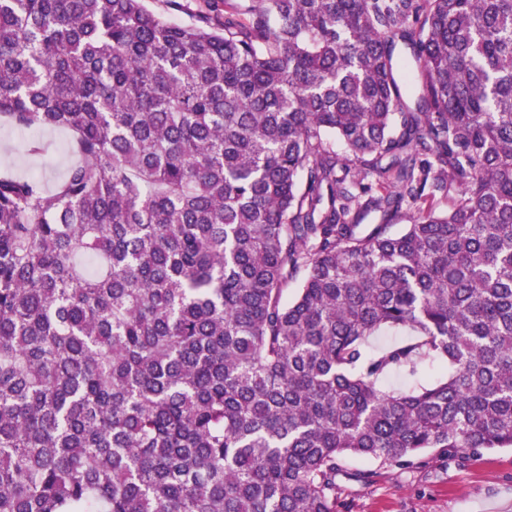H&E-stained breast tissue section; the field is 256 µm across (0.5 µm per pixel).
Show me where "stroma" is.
Instances as JSON below:
<instances>
[{"label": "stroma", "instance_id": "stroma-1", "mask_svg": "<svg viewBox=\"0 0 512 512\" xmlns=\"http://www.w3.org/2000/svg\"><path fill=\"white\" fill-rule=\"evenodd\" d=\"M43 152L0 118V173L40 178L53 188L76 156L62 129L39 134ZM369 481H360V474ZM336 512H512V448L461 459L434 450L408 465L344 456L337 461Z\"/></svg>", "mask_w": 512, "mask_h": 512}]
</instances>
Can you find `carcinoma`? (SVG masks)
Returning a JSON list of instances; mask_svg holds the SVG:
<instances>
[{"label":"carcinoma","instance_id":"carcinoma-1","mask_svg":"<svg viewBox=\"0 0 512 512\" xmlns=\"http://www.w3.org/2000/svg\"><path fill=\"white\" fill-rule=\"evenodd\" d=\"M0 116L82 157L0 175V512H336L342 455L512 448V0H0ZM178 7L171 6L168 0H145V6L153 13L178 24H191L196 19L195 12L199 0H176ZM447 372L445 365L434 362L425 363L420 367L417 378L410 377L405 371H394L386 377V387L389 390L407 391L415 386L417 380H430Z\"/></svg>","mask_w":512,"mask_h":512}]
</instances>
